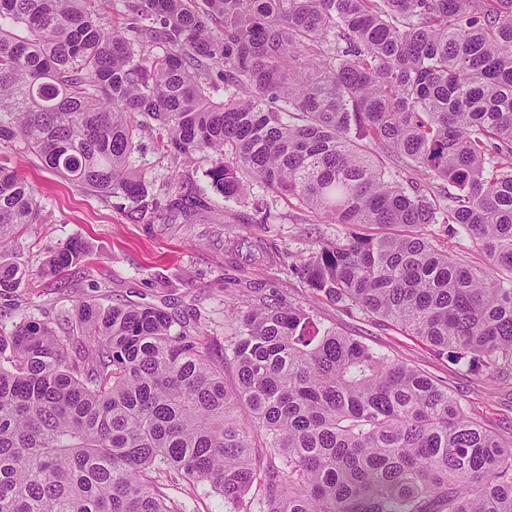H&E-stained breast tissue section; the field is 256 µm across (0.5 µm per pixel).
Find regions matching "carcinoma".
I'll list each match as a JSON object with an SVG mask.
<instances>
[{"instance_id": "carcinoma-1", "label": "carcinoma", "mask_w": 512, "mask_h": 512, "mask_svg": "<svg viewBox=\"0 0 512 512\" xmlns=\"http://www.w3.org/2000/svg\"><path fill=\"white\" fill-rule=\"evenodd\" d=\"M88 4L0 0V143L127 200L133 223L213 214L176 173L151 198L133 159L149 126L162 150L211 157L226 201L256 182L329 224L462 231L490 270L421 234L350 231L302 274L512 376V0H137L111 31ZM39 212L0 156V246ZM86 255L70 241L44 273ZM25 275L0 255V296ZM228 316L232 387L162 308L86 303L66 340L27 318L0 334V512H175L181 481L229 512H512V441L447 386L301 306Z\"/></svg>"}]
</instances>
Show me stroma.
<instances>
[{
  "label": "stroma",
  "mask_w": 512,
  "mask_h": 512,
  "mask_svg": "<svg viewBox=\"0 0 512 512\" xmlns=\"http://www.w3.org/2000/svg\"><path fill=\"white\" fill-rule=\"evenodd\" d=\"M135 164L158 202L166 200V183L179 174L184 185L211 195L220 216L216 224H132L107 194L72 185L44 168L34 156L12 155V166L36 187L42 212L36 223L20 227L10 252L24 263L28 275L12 296L0 297V331L27 317L47 321L65 336L82 302L106 305L135 303L157 306L184 316L190 331L202 332L215 353H223L232 333L224 320L227 306L247 307L278 298L302 305L321 326L335 328L394 362H404L447 386L468 416L501 437L512 440V379L449 355L395 324L361 311H344L321 299L299 271L318 242L344 235L340 224L324 223L296 201L272 196L260 184L250 187L246 202L211 194L208 159L160 153L150 130H141ZM276 215L272 224H256L257 212ZM247 233L260 239L266 255L255 259L225 253L226 237ZM426 237L442 250L475 268L487 260L464 235L451 236L444 225L425 226ZM77 239L88 256L63 276L44 275L51 256Z\"/></svg>",
  "instance_id": "35a3bbf8"
}]
</instances>
